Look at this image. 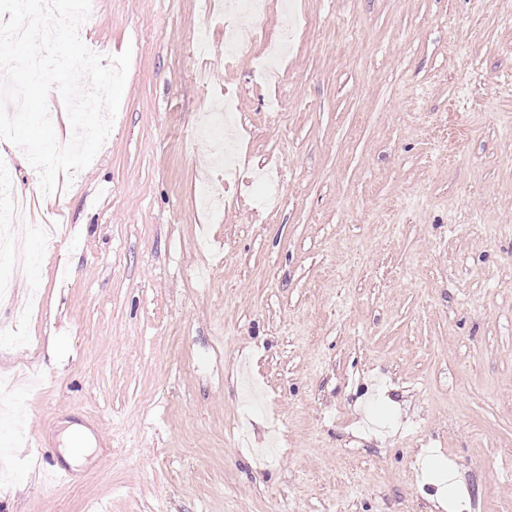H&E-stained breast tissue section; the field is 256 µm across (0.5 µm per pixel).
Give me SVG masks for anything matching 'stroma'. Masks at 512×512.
<instances>
[{"label":"stroma","instance_id":"stroma-1","mask_svg":"<svg viewBox=\"0 0 512 512\" xmlns=\"http://www.w3.org/2000/svg\"><path fill=\"white\" fill-rule=\"evenodd\" d=\"M260 24L228 57L223 0H93L83 42L132 52L108 138L48 208L0 164L59 225L0 260V512H452L432 457L462 512H512V0ZM228 94L230 182L195 132ZM430 467L438 477L430 484L436 487L438 493L448 494L449 505L461 509L460 502L457 499V482L454 473L438 459H432Z\"/></svg>","mask_w":512,"mask_h":512}]
</instances>
